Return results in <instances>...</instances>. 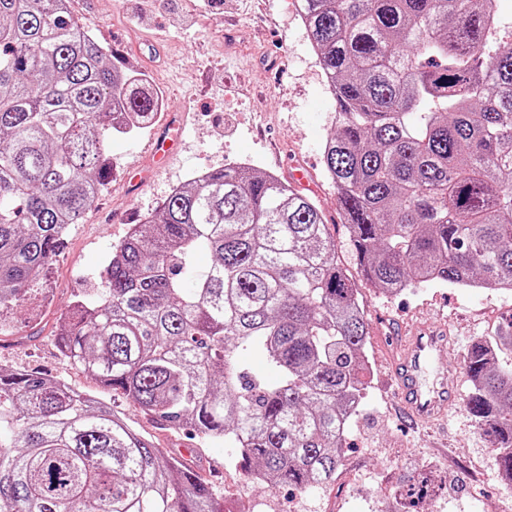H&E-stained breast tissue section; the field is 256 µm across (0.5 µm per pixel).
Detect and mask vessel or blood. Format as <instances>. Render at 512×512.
<instances>
[{"label": "vessel or blood", "instance_id": "b4317fda", "mask_svg": "<svg viewBox=\"0 0 512 512\" xmlns=\"http://www.w3.org/2000/svg\"><path fill=\"white\" fill-rule=\"evenodd\" d=\"M184 133L173 120L162 123L151 147L154 161L162 162L174 155ZM447 345V325L428 322L403 337L390 358L391 394L400 413L412 424L444 420L458 397V389L448 384L447 368L435 363Z\"/></svg>", "mask_w": 512, "mask_h": 512}]
</instances>
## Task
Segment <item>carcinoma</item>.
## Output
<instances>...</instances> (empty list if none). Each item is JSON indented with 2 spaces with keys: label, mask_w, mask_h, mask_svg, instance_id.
<instances>
[{
  "label": "carcinoma",
  "mask_w": 512,
  "mask_h": 512,
  "mask_svg": "<svg viewBox=\"0 0 512 512\" xmlns=\"http://www.w3.org/2000/svg\"><path fill=\"white\" fill-rule=\"evenodd\" d=\"M336 100L323 170L363 279L512 291V31L495 0H302ZM158 98L61 0H0V308L39 280L110 178L107 140ZM200 252L211 263L199 266ZM368 323L313 200L228 164L172 192L73 301L57 348L142 412L237 449L276 488L336 478ZM512 321L473 344L467 410L512 483ZM255 352L273 378L251 376ZM434 483L395 494L410 512ZM0 512H225L185 461L96 398L0 371Z\"/></svg>",
  "instance_id": "cac0c4a2"
}]
</instances>
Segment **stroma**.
<instances>
[{
	"instance_id": "35a3bbf8",
	"label": "stroma",
	"mask_w": 512,
	"mask_h": 512,
	"mask_svg": "<svg viewBox=\"0 0 512 512\" xmlns=\"http://www.w3.org/2000/svg\"><path fill=\"white\" fill-rule=\"evenodd\" d=\"M83 27L121 68L144 73L162 93L163 110L185 125L180 155L165 170L150 156L151 133L108 141L112 175L104 191L71 225L45 274L0 309V368L36 371L100 398L168 455H193L212 490L232 512H394L395 491L420 469L438 488L419 512H512V485L501 478L498 451L458 398L445 423L412 425L384 386L391 353L417 324L448 321L453 346L440 361L449 384H466L464 359L478 339L512 321V291L414 284L387 296L366 283L359 293L369 325L368 388L346 428L347 447L331 483L314 491L268 488L228 462L231 449L187 431L159 427L128 397L102 387L63 358L55 326L75 297L102 287L113 248L144 223L191 171L243 160L287 177V162L311 168L305 189L323 211L351 274L359 266L323 173L321 147L336 102L310 55L291 0H72Z\"/></svg>"
}]
</instances>
